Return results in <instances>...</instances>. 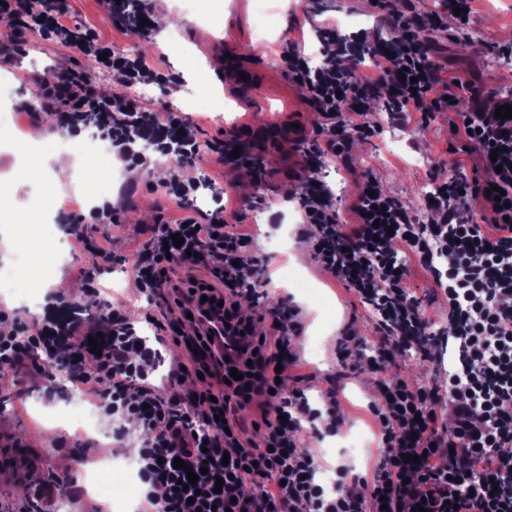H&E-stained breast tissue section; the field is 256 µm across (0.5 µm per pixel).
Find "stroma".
<instances>
[{"mask_svg": "<svg viewBox=\"0 0 512 512\" xmlns=\"http://www.w3.org/2000/svg\"><path fill=\"white\" fill-rule=\"evenodd\" d=\"M65 2L71 25L81 32L97 36L114 52L145 56L155 68L177 75V83L152 84V96L145 104L183 112L202 147L200 160L190 168L192 175L207 171L223 185L226 194L220 205L226 220L242 219L256 250L267 258L259 294L241 300L244 313L255 319L256 334L261 337L268 332L261 316L270 297L290 298L304 308L306 325L300 335L291 337L290 347L305 363L310 402L319 406L320 390L338 387L339 408L345 417L333 434L318 435L310 423L304 430L329 467L347 466L353 473L366 474L377 459L376 427L369 411L374 390L358 368L362 348L346 353L341 363L335 360L333 350L344 328L363 337L374 336L373 317L312 258L305 257L300 266L292 261L304 248L301 213L290 197L304 177L303 155L317 137L318 114L303 90L284 73L279 53L289 40L298 43L305 54L318 52L314 28L325 19L336 20L341 33L363 30L374 40L394 36L395 24L378 13L370 0H273V12L268 16L261 15L256 0H223L222 12L216 17L206 9L205 0H146L152 14L164 13L170 18L171 28L162 36L115 26L105 0ZM264 19L269 31L261 44L256 32ZM14 39L23 42L25 51L12 65L0 68V106L18 110L11 122L0 120V181L16 187L17 205L10 215L0 218V226L20 242L28 235L58 229L54 220L39 222V214L46 211L41 185L29 178L26 161L13 148L34 125L28 110L40 107L30 88L34 77L66 70L80 53L39 31L18 30L0 19V43ZM435 39L443 68L449 76L468 82L483 104L493 105L499 93L512 91V64L494 71L488 67L499 43L512 41V0H475L465 30L451 26L436 33ZM253 46L259 47L258 55H250ZM240 68L250 70L249 81L237 79ZM375 119L381 124L380 134L354 143L345 157L324 170L337 208L348 211L359 182L372 177L420 223H428L431 215L423 202L425 188L432 183L431 170L439 168L445 176L459 179L472 177L480 164L477 151L460 150L444 112L435 113L423 131L415 121L394 122L382 112L376 113ZM233 131L254 163L255 178L241 177L231 163H218L211 150L215 141ZM106 157L120 173L111 186L121 204L116 209L120 227L112 240V271L103 280L139 320L145 303L131 287L127 257L140 242L144 225L174 222L181 212L154 191L157 180L153 170L161 164L158 154L148 153L147 166L133 172L124 171L116 152H107ZM84 264L82 253L64 250L40 270L37 285L25 289L12 282L10 287L0 288V298L19 316H26L25 294L53 301L59 290L73 289L77 280L70 271ZM19 392L21 401L11 402L6 412L0 413V434L33 441L39 454L32 457L27 477L8 474L0 479V490L24 500L30 484L59 472L63 458L70 459L69 470L78 484H85L87 475L99 471L102 464L98 448L101 439L112 436L109 419H99L95 435L74 427L61 429L55 419L57 412H80L85 402L63 390L48 394L40 371L25 378Z\"/></svg>", "mask_w": 512, "mask_h": 512, "instance_id": "1", "label": "stroma"}]
</instances>
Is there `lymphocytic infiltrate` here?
Wrapping results in <instances>:
<instances>
[{
    "mask_svg": "<svg viewBox=\"0 0 512 512\" xmlns=\"http://www.w3.org/2000/svg\"><path fill=\"white\" fill-rule=\"evenodd\" d=\"M377 11L392 17L397 35L386 49L372 48L366 32L340 36L335 26L317 28L323 62L311 67L295 44L281 54L285 72L319 111V144L307 152L314 168L294 194L303 219L301 240L320 268L352 291L371 310L377 336L363 370L370 375L377 401L370 412L377 422L378 459L370 475L337 470L332 485L318 478L321 456L302 435V419L327 415L328 429L342 423L336 390H329L324 410L311 408L290 339L302 329V310L281 305L267 313L277 352L258 353L253 321L242 315L238 300L254 293L262 260L252 253V239L229 224L222 210L199 222L188 207L199 189L222 196L210 175L161 183L165 198L185 215L157 224L132 255L137 292L148 310L133 320L122 300L102 299L101 277L112 268L106 236L77 233L80 250L97 254V267L79 270L82 293L101 298V316L80 317L81 304L69 300L68 315L57 313L24 320L0 305V319L10 321L0 333V392L14 394L21 370L33 367L34 355L62 357L69 365V391L90 400L112 420L117 441L130 429L140 432L138 475L147 491L136 512H512V118L496 117L494 108L475 105L456 111L460 87L443 79L433 56L428 29H441L440 18L425 19L407 0H376ZM57 0H0V17L20 27H38L50 38L75 46L101 68L121 73L127 82H168V75L143 56L104 52L92 35L65 21ZM375 62L365 75V58ZM40 111L55 117L72 135L88 129L116 147L128 168L145 163L136 141L150 142L177 162L197 159L200 145L171 108L153 110L121 103L102 94L93 73L74 65L42 87ZM388 115L418 113L428 123L433 113L450 112L454 131L478 150L481 171L472 181L438 182L427 208L428 224L387 195L374 179H364L351 207L353 223L340 220L335 197L319 172L325 161L347 153L355 141L378 134L370 116L374 104ZM502 191L490 197L492 187ZM483 199L480 219L463 218L470 199ZM182 246H173V236ZM412 256L429 269L448 306V338L457 355L446 386L412 384L390 375L394 352L406 344L429 358L438 340L421 303L407 286ZM446 257L447 269L434 265ZM209 268L204 288H182L180 275ZM222 303L229 331L242 336L236 369L241 377L225 383L221 373L197 388L193 380L207 366L222 361L210 354L197 321L177 330L176 315H187L194 297ZM185 345L187 360L170 364L165 380L151 376L161 360L153 341ZM98 353H91V345ZM268 396L272 413L262 418L259 444H244L230 412L252 394ZM182 467H174V459ZM196 472V496L181 480ZM67 476L34 485L21 505L0 498V512H85L82 496L64 492Z\"/></svg>",
    "mask_w": 512,
    "mask_h": 512,
    "instance_id": "lymphocytic-infiltrate-1",
    "label": "lymphocytic infiltrate"
}]
</instances>
